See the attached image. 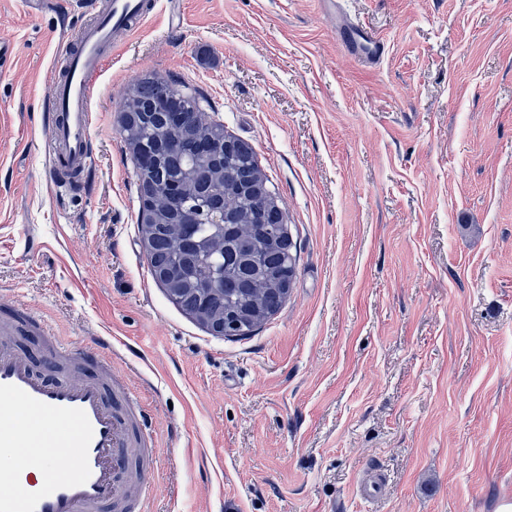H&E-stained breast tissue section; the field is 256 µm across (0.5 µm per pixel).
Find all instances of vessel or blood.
I'll list each match as a JSON object with an SVG mask.
<instances>
[{
	"instance_id": "vessel-or-blood-1",
	"label": "vessel or blood",
	"mask_w": 512,
	"mask_h": 512,
	"mask_svg": "<svg viewBox=\"0 0 512 512\" xmlns=\"http://www.w3.org/2000/svg\"><path fill=\"white\" fill-rule=\"evenodd\" d=\"M151 0H106L94 22L68 41L63 62L47 76L44 152L54 182L87 170L94 160L91 114L93 80L114 39L146 20ZM350 50L361 61L379 57L377 35L353 28ZM43 329L32 307L0 310V334L24 327ZM135 405L136 392L113 394L97 378L54 380L32 361L0 344V512H153V483L133 481L134 445L152 454L156 436L142 412L123 418L113 405Z\"/></svg>"
}]
</instances>
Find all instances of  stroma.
Segmentation results:
<instances>
[{
  "instance_id": "stroma-1",
  "label": "stroma",
  "mask_w": 512,
  "mask_h": 512,
  "mask_svg": "<svg viewBox=\"0 0 512 512\" xmlns=\"http://www.w3.org/2000/svg\"><path fill=\"white\" fill-rule=\"evenodd\" d=\"M0 0V305L110 345L157 435L154 512H497L512 502V0H346L377 65L318 0H158L94 80L83 186L50 191L41 115L65 36L94 16ZM201 91L247 142L297 276L224 338L153 277L120 132L147 76ZM388 478L373 501L357 486ZM322 11L330 13L332 16H336L341 27H346L352 31L355 36L354 42L345 44L356 57H360V62H368L379 57L383 50V43L377 35L368 32L359 27L352 26L346 21V11L342 6L343 0H319ZM363 45L364 48H368L366 52H358V45Z\"/></svg>"
}]
</instances>
